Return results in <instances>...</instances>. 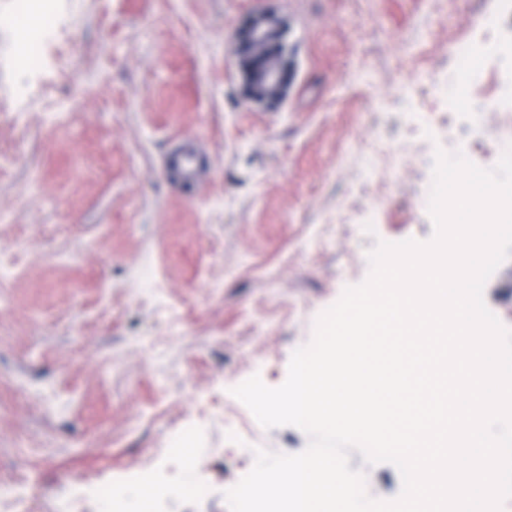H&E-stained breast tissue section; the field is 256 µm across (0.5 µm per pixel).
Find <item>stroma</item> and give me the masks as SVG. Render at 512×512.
<instances>
[{
    "instance_id": "obj_1",
    "label": "stroma",
    "mask_w": 512,
    "mask_h": 512,
    "mask_svg": "<svg viewBox=\"0 0 512 512\" xmlns=\"http://www.w3.org/2000/svg\"><path fill=\"white\" fill-rule=\"evenodd\" d=\"M36 67L0 0V512H102L137 472L154 512H229L255 449L298 454L232 390L293 352L378 242L428 241L436 149L493 168L512 144V0H54ZM264 15L288 77L248 94L237 42ZM469 46L472 103L453 101ZM195 146L182 188L167 160ZM155 270L144 287L143 261ZM483 298L512 328V257ZM195 432L207 483L180 490ZM367 493L390 463L350 454Z\"/></svg>"
}]
</instances>
